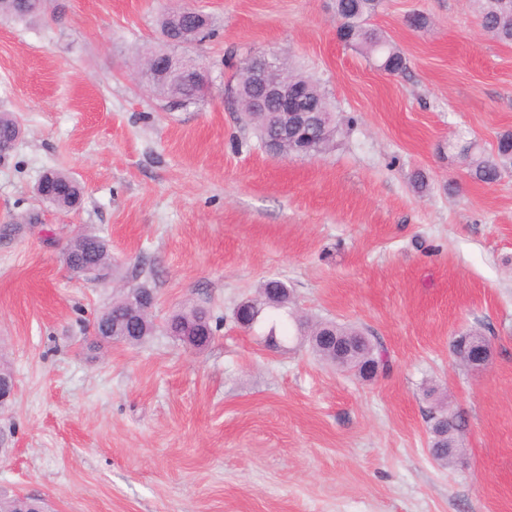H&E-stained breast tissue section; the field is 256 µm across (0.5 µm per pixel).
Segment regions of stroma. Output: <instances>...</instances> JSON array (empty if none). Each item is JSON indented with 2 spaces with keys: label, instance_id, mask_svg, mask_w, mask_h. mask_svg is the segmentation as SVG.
I'll use <instances>...</instances> for the list:
<instances>
[{
  "label": "stroma",
  "instance_id": "1",
  "mask_svg": "<svg viewBox=\"0 0 512 512\" xmlns=\"http://www.w3.org/2000/svg\"><path fill=\"white\" fill-rule=\"evenodd\" d=\"M0 21V111L24 136L0 163V498L51 512H512V172L471 180L448 142L484 153L512 131V45L476 0H383L372 18L409 68L389 75L336 37L334 0H53ZM194 7L207 99L179 107L134 75L158 21ZM414 13L428 17L410 27ZM316 79L346 124L329 152L273 158L224 84L246 55ZM62 168L78 209L35 193ZM37 216L34 224L26 216ZM106 238L117 282L73 276L77 232ZM363 329L390 365L369 381L301 338L266 347L233 318L261 283ZM146 285L157 319L210 309L212 343L163 332L100 344L114 286ZM483 333L482 370L455 336ZM464 424L463 460L429 454L428 416Z\"/></svg>",
  "mask_w": 512,
  "mask_h": 512
}]
</instances>
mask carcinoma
<instances>
[{"instance_id":"carcinoma-1","label":"carcinoma","mask_w":512,"mask_h":512,"mask_svg":"<svg viewBox=\"0 0 512 512\" xmlns=\"http://www.w3.org/2000/svg\"><path fill=\"white\" fill-rule=\"evenodd\" d=\"M481 24L483 30L493 39L502 43L512 44V0H480ZM380 0H335L336 21L345 31V43L363 52L373 64L385 71L401 74L407 70V58L404 53L379 29L370 24L376 14ZM48 0H11L8 6L0 11V17L25 20L46 14ZM277 75L305 84L309 91V100L321 104L325 111L312 112L310 116L321 128V137L308 145L307 153L311 157L329 151L336 139L339 121L320 86L309 76L290 70L288 63L278 61ZM153 91L166 100L176 98L180 104H196L197 87L184 81L168 88H153ZM246 124L256 131L258 140L275 137L278 132L269 123L265 115L251 112L242 113ZM18 120L10 112H0V141L12 139ZM460 149V156L466 160L469 176L484 184L498 182L502 175L512 171V132L500 134L494 151L486 156L478 149L465 145ZM58 174L55 184L44 202L59 210L69 211L78 207L83 198L80 183L64 177L66 171L53 169ZM86 243L78 234L66 245L64 260L69 271L81 276L76 261L86 256ZM140 296H153V291L145 286L128 288L120 291L113 298L112 305L94 322L93 327L107 324L112 327V335L103 337L108 344L120 343L135 346L143 343L154 334L156 325L154 315L150 311H142L139 316L130 314V305ZM292 303L291 290L286 282L278 278L266 280L259 288L255 297L241 302L240 308L247 314L244 328L251 330L254 326L264 323L267 332L263 341L268 347H279L280 343L290 336H304L309 332H317V323L296 315L290 311ZM165 328L175 337H180L184 330L198 332V341L191 348L203 350L208 347L214 336L212 319L209 311L200 305L180 309L170 314L164 322ZM333 334H322L309 340L315 356L328 364L333 363L334 344L344 341L352 346L349 353L348 370L358 377L368 379L379 368L388 366L387 353L373 343L371 337L363 331L348 325L336 324L331 327ZM459 419L448 418L442 411H434L429 416V451L431 456L442 466L456 463L460 444L457 432L460 430Z\"/></svg>"}]
</instances>
